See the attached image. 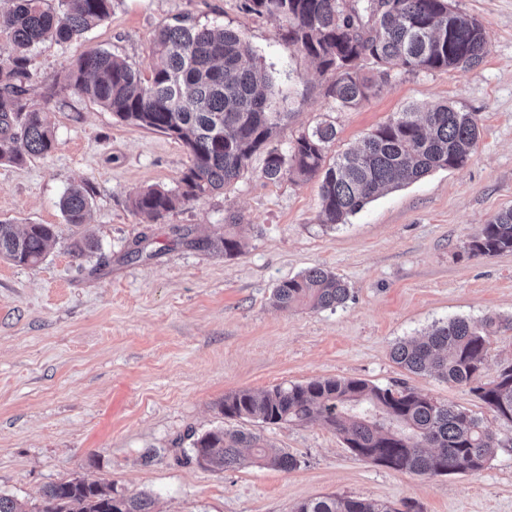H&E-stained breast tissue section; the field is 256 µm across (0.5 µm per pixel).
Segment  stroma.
<instances>
[{"mask_svg": "<svg viewBox=\"0 0 512 512\" xmlns=\"http://www.w3.org/2000/svg\"><path fill=\"white\" fill-rule=\"evenodd\" d=\"M483 25L489 52L478 67L392 71L353 108L327 94L335 79L284 41L280 20L246 12L243 0H114L109 19L78 41L44 40L29 52L28 98L92 48L150 70L156 32L175 18L237 31L276 89L284 112L272 143L288 148L319 123L335 125L328 159L413 107L447 103L477 113L480 140L461 168L436 170L380 195L346 223L323 224L320 180L262 176L255 154L234 184L146 223L132 198L175 187L190 157L181 141L114 118L64 91L50 118L57 145L15 166L0 163V221L51 224L55 244L38 263L0 258V491L34 507L52 482L84 478L116 493L150 494L158 512H291L326 494L420 512H512V447L480 472L424 477L355 457L318 424L225 418L226 395L315 379L401 383L498 421L467 387L400 368L397 342L455 317L502 320L491 337L485 380L512 362V252L472 257L466 245L512 208V0H455ZM93 190L88 223H66L60 199L71 184ZM239 217L229 225L230 214ZM231 229L240 253L227 257L178 239ZM148 232V256L129 245ZM90 236L99 254L72 255ZM312 267L335 272L350 295L336 309L278 311L274 287ZM217 426L258 432L296 456L284 472L248 465L212 472L183 461L175 443Z\"/></svg>", "mask_w": 512, "mask_h": 512, "instance_id": "35a3bbf8", "label": "stroma"}]
</instances>
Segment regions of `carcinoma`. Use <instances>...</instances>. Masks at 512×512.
<instances>
[{
	"label": "carcinoma",
	"mask_w": 512,
	"mask_h": 512,
	"mask_svg": "<svg viewBox=\"0 0 512 512\" xmlns=\"http://www.w3.org/2000/svg\"><path fill=\"white\" fill-rule=\"evenodd\" d=\"M0 0V32L10 45L0 49V162L21 165L56 146L49 102L73 89L102 105L117 119L182 141L190 166L173 189L150 187L132 200L133 210L151 221L191 201L224 189L264 152L263 178L287 175L308 180L322 175L323 222L342 224L383 190L415 182L437 169H456L469 160L479 138L478 118L448 104L425 113L407 108L371 131L353 149L326 164L336 127L322 123L283 150L270 145L282 121L275 111L276 91L244 49L241 37L218 25L178 19L155 35L150 74L102 50L82 54L53 80L44 103L26 98L32 80L26 50L48 36L59 43L81 39L112 13V0ZM244 8L283 22L282 37L298 46L323 70L335 73L328 95L340 108L374 96L394 69L407 72L474 68L488 54L481 23L452 6L451 0H245ZM370 64L367 71L355 63ZM92 197L88 184L69 187L60 206L68 224H85ZM181 239L199 249L233 256L240 242L230 233ZM50 224L19 230L0 221V257L17 266L42 260L54 241ZM473 257L512 252V209L499 213L468 242ZM349 297L347 284L321 267L279 283L272 292L278 310L334 309ZM457 317L419 338L396 343L393 361L418 375H433L466 386L497 418L512 425V363L483 381L490 329ZM221 412L230 419L266 424H319L338 435L355 456L418 476L477 473L502 440L481 417L416 390L381 387L360 379L325 378L255 393L240 390L224 397ZM186 460L221 472L251 463L290 472L299 466L292 454L268 446L258 433L216 427L189 433ZM116 494L97 482L74 478L45 486L32 512H113ZM118 512H155L147 494L121 496ZM292 512H417L415 503L396 509L372 500L324 495L296 504Z\"/></svg>",
	"instance_id": "cac0c4a2"
}]
</instances>
